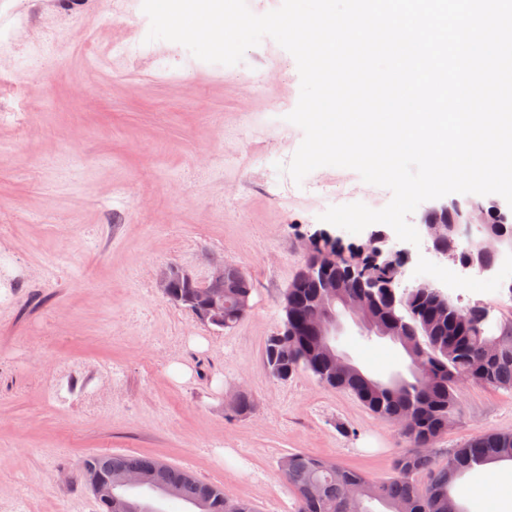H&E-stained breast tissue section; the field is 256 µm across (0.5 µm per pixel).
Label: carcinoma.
<instances>
[{"mask_svg":"<svg viewBox=\"0 0 512 512\" xmlns=\"http://www.w3.org/2000/svg\"><path fill=\"white\" fill-rule=\"evenodd\" d=\"M485 237L512 243V223L499 224L486 215ZM370 248L344 255L333 242L323 240L309 260L329 259L345 266L350 263L367 269L375 277H389L401 264L393 257L389 267L368 264ZM317 289L292 281L283 298L282 327L297 333L293 341L283 337L278 343L268 337L263 359L273 378L286 381L300 370L312 374L324 387L353 394L375 416L408 423L401 435L408 450L399 455L392 472L384 480H370L356 470L301 452L283 458V479L296 495V512H448V497L455 482L467 474H477L493 463L512 462V433L478 435L440 458L432 450L448 431V421L462 413L459 394L465 380L512 390V316L494 318L483 305L460 308L432 288H411L395 298L376 296L380 316L400 320L404 335L399 344L421 357L426 365L421 380L404 384L397 392L385 385L368 386L352 372L335 373L323 337L314 335L310 318ZM236 289H224V312L210 325L230 330L248 314L234 301ZM170 301L191 310L196 307L190 288L174 289ZM86 480L107 479L122 471L155 472L169 488L168 499L180 500L195 512H225L224 491L199 481L192 474L167 466L151 457L131 454H98L82 461ZM360 484L359 501L349 500V485Z\"/></svg>","mask_w":512,"mask_h":512,"instance_id":"obj_1","label":"carcinoma"}]
</instances>
